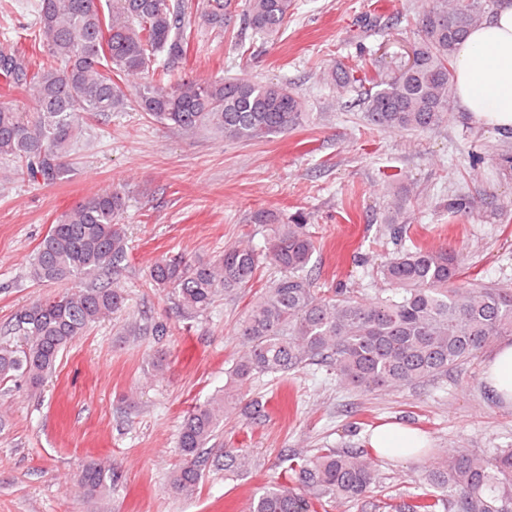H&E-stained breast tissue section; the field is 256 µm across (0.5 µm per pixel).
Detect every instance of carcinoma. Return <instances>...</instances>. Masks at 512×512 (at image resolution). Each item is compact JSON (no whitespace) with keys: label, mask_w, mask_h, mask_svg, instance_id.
I'll list each match as a JSON object with an SVG mask.
<instances>
[{"label":"carcinoma","mask_w":512,"mask_h":512,"mask_svg":"<svg viewBox=\"0 0 512 512\" xmlns=\"http://www.w3.org/2000/svg\"><path fill=\"white\" fill-rule=\"evenodd\" d=\"M231 0H207L203 23L224 33ZM493 0H429L417 23L418 62L391 74L338 63L324 79L336 89L355 83L375 88L365 117L383 131H424L448 121L454 108L457 45L491 14ZM294 0H244L239 20L275 38L288 22ZM188 0H38L30 46L0 48V85L24 89L34 106L0 105V162L28 180L61 182L68 154L82 127L129 102L162 127L184 135L201 130L226 140L263 141L305 123L302 98L285 83L210 79L185 73L191 38ZM164 56L157 63V56ZM130 81L128 99L117 80ZM408 201L403 186L391 200L389 236L406 237L397 219ZM125 199L117 188L87 196L62 212L40 242L28 277L58 285L55 295L33 301L14 316L19 345L0 342V381L20 379L35 391L55 369L60 354L94 323L121 310L117 283L69 288L77 279L117 274L127 258L122 224ZM253 224L270 226L261 252L232 245L213 258L162 256L148 270L150 284L173 291L188 315L206 313L215 299L249 286L262 264L280 271L249 304L237 334L243 352L224 389L194 406L183 420L177 448L181 465L170 487L191 495L211 463L224 471L249 469L252 458L213 443L242 402L241 387L259 375H278L303 365L327 366L336 380L366 392L421 386L448 376L502 336H512V289L465 283L456 249L411 244L392 254L376 274L391 295L367 300L340 287L317 291L308 265L315 238L302 219H280L259 209ZM282 480L264 487L249 512H512V448L493 460L450 450L425 474L426 487L407 499L380 494L376 461L356 446L326 448L307 456L289 453ZM118 480L114 469L90 463L78 486L96 497Z\"/></svg>","instance_id":"cac0c4a2"}]
</instances>
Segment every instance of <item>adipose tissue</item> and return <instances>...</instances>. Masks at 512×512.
Returning <instances> with one entry per match:
<instances>
[{"label":"adipose tissue","instance_id":"obj_1","mask_svg":"<svg viewBox=\"0 0 512 512\" xmlns=\"http://www.w3.org/2000/svg\"><path fill=\"white\" fill-rule=\"evenodd\" d=\"M457 101L474 118L512 132V0H502L487 21L471 31L455 53ZM384 456L412 457L423 445L417 430L386 424L371 438Z\"/></svg>","mask_w":512,"mask_h":512}]
</instances>
